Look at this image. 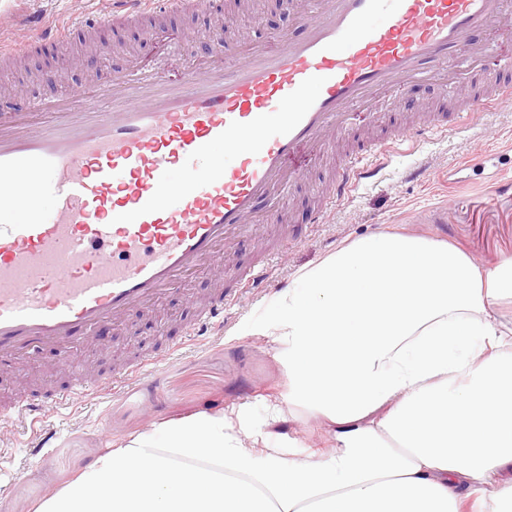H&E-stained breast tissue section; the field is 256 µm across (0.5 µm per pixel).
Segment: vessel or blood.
<instances>
[{
	"instance_id": "b4317fda",
	"label": "vessel or blood",
	"mask_w": 512,
	"mask_h": 512,
	"mask_svg": "<svg viewBox=\"0 0 512 512\" xmlns=\"http://www.w3.org/2000/svg\"><path fill=\"white\" fill-rule=\"evenodd\" d=\"M198 0H120L110 17L138 21L197 6ZM298 26L254 45L231 74L189 71L169 85L152 68L111 85L35 99L25 114L0 115V360L46 346L81 345L128 312L153 307L172 286L224 261L238 231L279 220L287 182L307 152L330 149L350 112L381 94L457 69L483 80V34L512 35V0H288ZM103 17L89 8L66 25L41 26L58 42ZM512 102V63L493 91L465 105L478 112ZM446 106L350 150L330 201L375 177L404 144L447 128ZM235 155L233 167L213 155ZM262 265L214 290L185 329L195 336L226 305L264 280ZM162 357H134L107 381L79 379L51 401L19 396L0 420L34 426L73 398L129 383Z\"/></svg>"
}]
</instances>
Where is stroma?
I'll use <instances>...</instances> for the list:
<instances>
[{"instance_id":"obj_1","label":"stroma","mask_w":512,"mask_h":512,"mask_svg":"<svg viewBox=\"0 0 512 512\" xmlns=\"http://www.w3.org/2000/svg\"><path fill=\"white\" fill-rule=\"evenodd\" d=\"M78 2L5 0L0 5V32L14 37L18 17L28 12L39 14L46 23L68 20ZM224 21L229 24L225 30L220 27ZM161 25L178 36L177 51L161 40L143 37L136 21L78 32L66 43L36 45L24 61L0 64V71L11 76L0 93V109L24 112L33 99L67 93L142 66L163 68L170 80H181L189 66L208 62L206 47L219 30L229 45L222 62L229 71L236 61L233 43L279 36L294 29L296 19L281 0H248L242 7L233 0H206L204 7L169 15ZM89 38L101 48L92 67L77 61ZM366 119V113H355L354 130L341 137L340 148L320 153L311 169L289 185L279 223L267 225L261 235L240 239L226 252L225 274L262 259L268 270L260 288L225 311L221 334L185 343L181 352L137 382L51 417L46 427L53 437L45 448H37L30 430L16 424L0 427V449L6 451L0 471V512H34L41 500L99 454L164 420L235 410L254 426H264L269 402L282 398L288 384L274 344L260 332L269 320V303L294 285L301 269L321 262L340 244L402 232L448 243L486 267L512 254V191L502 189L512 182V157L487 161L474 171L459 167L464 158L489 152L498 141H512V106L506 104L460 115L418 149L398 155L377 183L360 187L351 198L332 206L324 223H310L309 211L324 200L331 169L344 158L345 145L366 134ZM275 238L285 241L282 254L270 250ZM212 288L211 274L203 273L174 285L154 310L132 311L122 326L103 338L67 353L48 348L25 365L0 371V401L12 398L23 380L41 394L64 383V375L56 370L64 358L94 371L111 368L113 358H127L136 345L162 352L168 337L182 336L197 300ZM279 431L295 441L298 454L330 448L327 428L304 412L282 423Z\"/></svg>"}]
</instances>
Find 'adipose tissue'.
<instances>
[{"mask_svg": "<svg viewBox=\"0 0 512 512\" xmlns=\"http://www.w3.org/2000/svg\"><path fill=\"white\" fill-rule=\"evenodd\" d=\"M512 255L492 269L384 232L303 269L270 306L288 392L169 420L107 449L36 512H512ZM298 408L330 455L275 433Z\"/></svg>", "mask_w": 512, "mask_h": 512, "instance_id": "obj_1", "label": "adipose tissue"}]
</instances>
